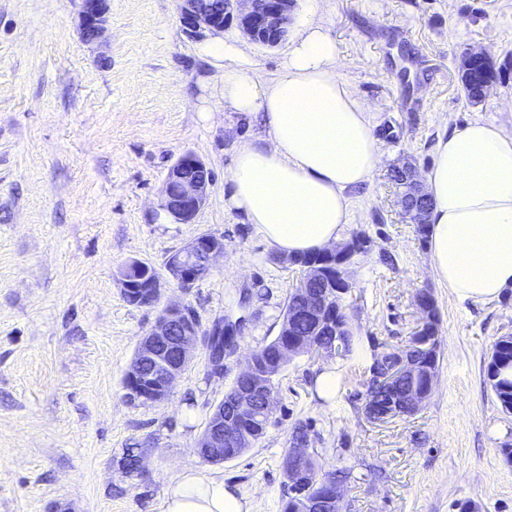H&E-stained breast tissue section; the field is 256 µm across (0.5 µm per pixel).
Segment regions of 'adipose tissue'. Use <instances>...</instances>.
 <instances>
[{
	"instance_id": "obj_1",
	"label": "adipose tissue",
	"mask_w": 512,
	"mask_h": 512,
	"mask_svg": "<svg viewBox=\"0 0 512 512\" xmlns=\"http://www.w3.org/2000/svg\"><path fill=\"white\" fill-rule=\"evenodd\" d=\"M205 51L233 62L218 77L225 109L263 113L268 127L237 152L228 206L291 256L338 242L350 222L348 194L370 180L378 151L368 106L337 74L328 29L308 20L270 81L248 68L240 45L213 42ZM425 188L436 278L464 300L491 301L512 288V131L477 121L440 139ZM163 512L250 505L223 479L186 470L170 483Z\"/></svg>"
}]
</instances>
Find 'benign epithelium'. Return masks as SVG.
Masks as SVG:
<instances>
[{
	"mask_svg": "<svg viewBox=\"0 0 512 512\" xmlns=\"http://www.w3.org/2000/svg\"><path fill=\"white\" fill-rule=\"evenodd\" d=\"M80 28L87 42L97 40L107 24V0H80ZM181 25L193 38L203 40L209 36L224 34L231 22L249 39L264 47H275L286 39L292 21L295 0H224L216 6L211 0H177ZM398 181L400 193L398 204L410 223L421 226V212L416 204L428 200L415 170L408 167L400 171ZM213 176L210 168L192 152L183 153L168 169L161 189V209L177 224L192 223L196 214L208 201ZM356 250L355 240L325 248L321 260L305 265L304 274L294 287V292L306 305V312L339 334L346 329L344 319L346 296L352 284L347 278L346 268ZM224 255V236L208 232L200 234L170 253L165 261L167 277L153 274L147 264L133 261L121 273L123 292L132 304L153 306L160 297L165 279L188 288L204 278L214 262ZM417 306L423 317L417 320L411 335L419 342H410L399 350H378L371 368L369 382L388 388L397 378L422 376L426 383L422 387H411L404 396L391 398L380 410L369 401L363 402V412L372 422H386L403 415L404 408L418 410L432 390L433 370L426 361L415 357L413 350L420 347L436 348L438 332L433 325V315L428 300L418 295ZM240 324L220 318L204 329L194 319L186 304H170L162 309L155 326L143 336L128 366L125 378L146 383L138 387V400L144 404H159L166 401L173 384L188 367L198 342L210 346L217 337H225L231 345L236 344ZM342 340L325 347L279 346L277 361L273 367L260 364L256 355H251L238 376L248 386L236 393L230 401L237 420L256 415L258 410L273 414L277 392L271 388L273 378L296 356L307 352L320 358H336L341 352ZM236 429L231 421L224 419V402L214 406L204 432L197 442L196 452L204 461L220 464L228 460L224 452L225 442L231 441ZM309 444L295 440L286 457L289 484L300 486L310 481L311 475L304 461L309 456ZM329 494L314 498H303L298 512H342V490L334 479L326 481Z\"/></svg>",
	"mask_w": 512,
	"mask_h": 512,
	"instance_id": "1",
	"label": "benign epithelium"
}]
</instances>
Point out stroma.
Returning <instances> with one entry per match:
<instances>
[{
	"mask_svg": "<svg viewBox=\"0 0 512 512\" xmlns=\"http://www.w3.org/2000/svg\"><path fill=\"white\" fill-rule=\"evenodd\" d=\"M107 4V30L88 43L79 0H0V512H163L170 482L189 469L237 487L251 512H282V459L305 420L323 470L351 472L343 512H512V461L501 453L512 443V414L485 374L494 342L512 334V290L471 302L439 282L390 179L406 161L427 173L439 139L470 122L512 128V0H297L291 36L311 18L323 21L344 61L340 78L369 104L379 132L378 167L352 192L342 234L370 241L348 268L363 350L337 360L328 401L311 384L321 360L288 364L264 437L221 464L200 459L196 443L246 357L278 335L301 273L224 206L235 154L265 135V122L225 111L213 83L224 61L187 36L176 0ZM223 39L245 44L267 79L291 47L259 46L234 25ZM476 51L501 73L473 104L460 74ZM188 151L214 181L194 223L177 224L162 217L160 194ZM205 232L224 237V256L206 277L190 288L166 283L154 306L127 302L122 267L140 260L163 269ZM422 291L440 316L432 392L411 417L371 422L357 398L370 347L405 344ZM169 302L191 305L205 327L238 321L237 352L212 377L198 346L167 402L131 401L125 372ZM146 439L142 472L125 474V448Z\"/></svg>",
	"mask_w": 512,
	"mask_h": 512,
	"instance_id": "stroma-1",
	"label": "stroma"
}]
</instances>
